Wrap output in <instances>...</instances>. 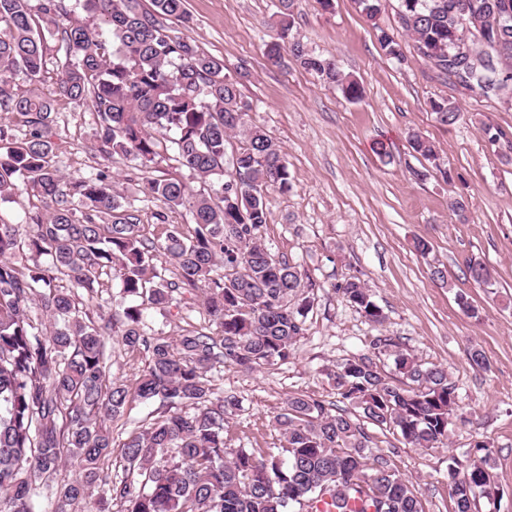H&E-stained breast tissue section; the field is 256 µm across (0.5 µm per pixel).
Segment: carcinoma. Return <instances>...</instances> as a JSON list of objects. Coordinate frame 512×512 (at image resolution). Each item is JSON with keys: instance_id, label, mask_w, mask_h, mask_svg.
<instances>
[{"instance_id": "1", "label": "carcinoma", "mask_w": 512, "mask_h": 512, "mask_svg": "<svg viewBox=\"0 0 512 512\" xmlns=\"http://www.w3.org/2000/svg\"><path fill=\"white\" fill-rule=\"evenodd\" d=\"M62 2L0 0V112L25 127L17 138L0 125V201L30 190L46 207L24 224L0 219V512H34L32 483L53 478L66 458L79 475L60 486L51 512H73L112 455L108 422L135 399L157 401L165 411L121 445L126 475L110 480L106 495L123 512H425L414 484L372 451L364 423L397 430L413 448H437L456 417L457 388L446 369L399 350L389 336L371 346L394 356L405 381L391 380L365 355L334 373L337 394L358 414L290 394L274 417L276 451L258 457L226 446L224 424L241 401L215 395L207 373L227 363L255 372L288 361L314 302L315 283L261 241L268 223L263 192L291 189L287 161L251 120L252 103L239 89L246 73L227 77L223 59L169 33L166 21L186 20L185 0H149L147 7L143 0H84L103 28L64 23ZM358 2L386 55L403 63L402 45L376 24L382 0ZM457 2L397 0L399 27L441 74L451 69L464 85L512 106V0H465L475 22L497 27L494 44L470 58L455 55L464 29ZM278 3L267 58L280 63L287 56L346 99H361V86L335 59L292 33L293 0ZM49 38L61 53L58 94L94 112L107 159L138 163L149 197L190 209L191 234L170 224L157 240L145 237L139 215L103 171L63 189L53 100L8 88L20 74L32 85L40 81ZM431 107L442 125L463 118L445 99ZM410 144L435 158L422 136L412 134ZM159 158L202 179L217 176L218 186L194 194L178 178H154ZM22 244L35 256L24 269L13 262ZM156 251L170 258L176 280L148 274ZM466 269L476 283H491L481 261L469 259ZM112 270L129 304L100 325L83 317L77 297ZM180 289L202 295L218 333L191 330L172 342L147 335V310ZM339 292L368 321H385L361 281L349 279ZM35 301L52 320L42 336L29 318ZM115 328L124 346L151 352L133 390L107 366L106 336ZM448 486L453 512H473L478 493L496 497L488 444L448 459Z\"/></svg>"}]
</instances>
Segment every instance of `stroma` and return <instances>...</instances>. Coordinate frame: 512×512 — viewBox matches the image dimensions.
<instances>
[{
	"label": "stroma",
	"instance_id": "stroma-1",
	"mask_svg": "<svg viewBox=\"0 0 512 512\" xmlns=\"http://www.w3.org/2000/svg\"><path fill=\"white\" fill-rule=\"evenodd\" d=\"M276 2L186 0L188 22L169 23L172 34L191 37L200 50L222 58L227 76L248 68L241 91L253 103V119L281 145L292 181L288 193L266 190L262 241L276 257L301 265L316 284L307 332L288 362L258 373L233 365L210 371L216 393L242 400L224 438L234 448L277 446L271 424L288 395L340 403L331 374L352 356L371 355L397 377L393 357L370 347L374 336L385 334L418 359L447 369L463 419L447 447L429 451L408 447L396 430L370 424L373 449L409 477L426 512H453L448 459L486 442L499 494L492 507L477 498V510L512 512V157L488 144L482 132L486 125L512 132V108L439 76L421 60L398 27L396 0H382L379 22L401 43L402 63L381 50L357 0H333L327 12L315 0H294V33L316 53L336 58L362 86L361 100H346L292 61L274 65L266 59ZM55 98L56 161L64 182L110 167L122 203L139 212L148 235L166 223L192 229L188 209L147 200L140 171L106 164L93 112ZM442 98L463 112L456 125L436 121L430 103ZM414 132L432 143L436 163L411 149ZM378 141L387 144L388 154L375 152ZM459 192L470 201L462 221L449 208ZM420 240L429 242L428 255L416 251ZM469 258L490 266L491 285L469 278ZM434 267L444 271V280L432 279ZM351 278L364 283L383 309V326L342 299L339 287ZM462 298L467 307L459 306ZM147 321L148 334L175 339L207 326L208 317L199 294L185 293L148 310ZM474 348L483 351L485 367L472 365ZM107 356L113 377L130 386L150 361L148 352L128 350L113 337Z\"/></svg>",
	"mask_w": 512,
	"mask_h": 512
}]
</instances>
